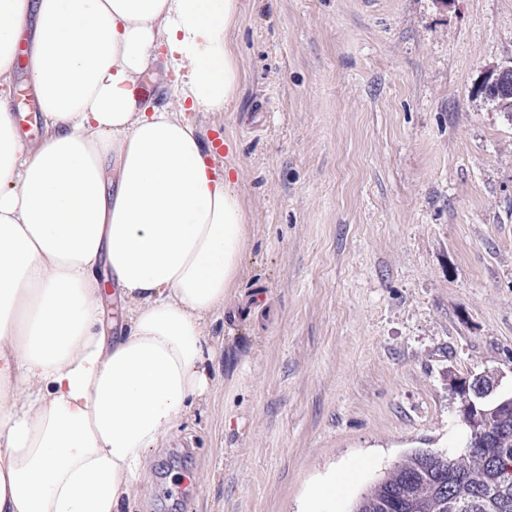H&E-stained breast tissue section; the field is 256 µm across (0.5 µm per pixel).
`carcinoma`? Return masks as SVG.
Masks as SVG:
<instances>
[{
  "label": "carcinoma",
  "instance_id": "obj_1",
  "mask_svg": "<svg viewBox=\"0 0 512 512\" xmlns=\"http://www.w3.org/2000/svg\"><path fill=\"white\" fill-rule=\"evenodd\" d=\"M508 468L477 446L457 456L416 452L363 494L354 512H512V410L478 424Z\"/></svg>",
  "mask_w": 512,
  "mask_h": 512
}]
</instances>
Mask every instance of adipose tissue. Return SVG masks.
I'll return each instance as SVG.
<instances>
[{"label":"adipose tissue","instance_id":"adipose-tissue-1","mask_svg":"<svg viewBox=\"0 0 512 512\" xmlns=\"http://www.w3.org/2000/svg\"><path fill=\"white\" fill-rule=\"evenodd\" d=\"M243 0H0V512H123L211 389L249 217L189 112H227ZM26 52L43 133L6 104ZM173 71L176 107L140 95ZM125 311L112 335L101 272Z\"/></svg>","mask_w":512,"mask_h":512}]
</instances>
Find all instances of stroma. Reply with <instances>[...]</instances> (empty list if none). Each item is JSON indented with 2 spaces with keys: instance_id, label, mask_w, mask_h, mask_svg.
I'll return each instance as SVG.
<instances>
[{
  "instance_id": "1",
  "label": "stroma",
  "mask_w": 512,
  "mask_h": 512,
  "mask_svg": "<svg viewBox=\"0 0 512 512\" xmlns=\"http://www.w3.org/2000/svg\"><path fill=\"white\" fill-rule=\"evenodd\" d=\"M234 111L251 239L208 404L129 512H352L418 451L463 453L451 379L512 393V0H246ZM18 67L9 100L42 133ZM480 91L512 117V67L490 70Z\"/></svg>"
}]
</instances>
